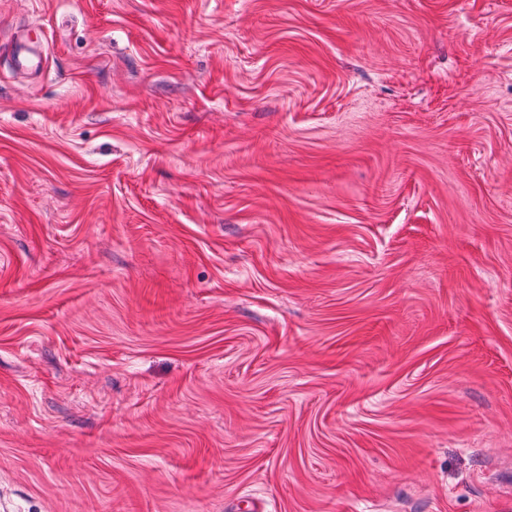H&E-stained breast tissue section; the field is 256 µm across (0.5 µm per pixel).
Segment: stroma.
<instances>
[{
    "label": "stroma",
    "mask_w": 512,
    "mask_h": 512,
    "mask_svg": "<svg viewBox=\"0 0 512 512\" xmlns=\"http://www.w3.org/2000/svg\"><path fill=\"white\" fill-rule=\"evenodd\" d=\"M0 512H512V0H0Z\"/></svg>",
    "instance_id": "obj_1"
}]
</instances>
